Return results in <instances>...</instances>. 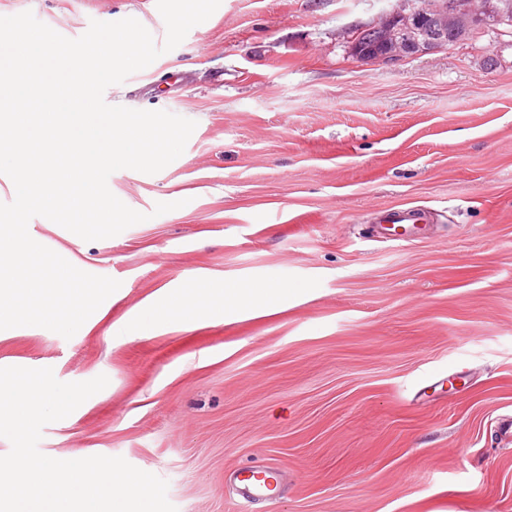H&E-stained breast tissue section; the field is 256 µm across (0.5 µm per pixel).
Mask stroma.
Returning <instances> with one entry per match:
<instances>
[{
    "instance_id": "stroma-1",
    "label": "stroma",
    "mask_w": 512,
    "mask_h": 512,
    "mask_svg": "<svg viewBox=\"0 0 512 512\" xmlns=\"http://www.w3.org/2000/svg\"><path fill=\"white\" fill-rule=\"evenodd\" d=\"M396 4L221 0L105 90L197 126L160 172L110 175L147 221L91 242L28 224L121 283L71 338L0 330V367L109 379L43 427L44 455L122 457L166 480L177 512H512V33L353 58L351 30ZM28 8L71 39L128 17L166 37L156 0ZM399 207L426 212L423 238H374ZM224 281L289 294L266 316L131 332L157 290ZM267 465L278 497L245 502L230 471Z\"/></svg>"
}]
</instances>
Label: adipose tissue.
Masks as SVG:
<instances>
[{
    "mask_svg": "<svg viewBox=\"0 0 512 512\" xmlns=\"http://www.w3.org/2000/svg\"><path fill=\"white\" fill-rule=\"evenodd\" d=\"M287 294V289L260 283L227 282L218 288L196 284L177 293L161 289L144 302L132 325L139 334L146 335L177 325L203 306L224 314L262 316L275 312Z\"/></svg>",
    "mask_w": 512,
    "mask_h": 512,
    "instance_id": "ef3b65f1",
    "label": "adipose tissue"
}]
</instances>
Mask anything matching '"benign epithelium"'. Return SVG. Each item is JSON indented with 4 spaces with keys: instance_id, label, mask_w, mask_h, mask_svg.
<instances>
[{
    "instance_id": "benign-epithelium-1",
    "label": "benign epithelium",
    "mask_w": 512,
    "mask_h": 512,
    "mask_svg": "<svg viewBox=\"0 0 512 512\" xmlns=\"http://www.w3.org/2000/svg\"><path fill=\"white\" fill-rule=\"evenodd\" d=\"M400 6L374 27L383 32L385 50L371 58L352 51L365 63H390L447 49L441 40L424 37L427 22L451 28L463 40L483 28L512 26V0H399Z\"/></svg>"
}]
</instances>
